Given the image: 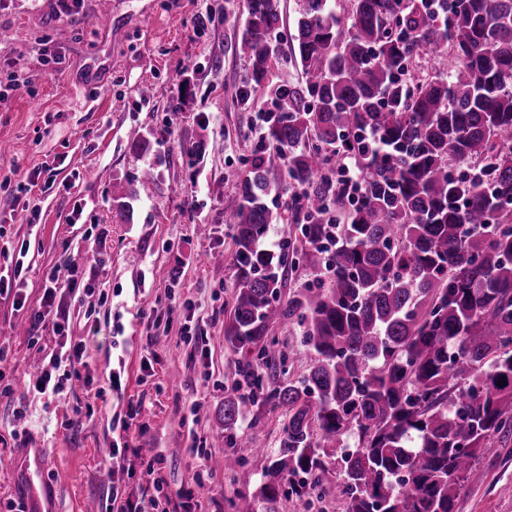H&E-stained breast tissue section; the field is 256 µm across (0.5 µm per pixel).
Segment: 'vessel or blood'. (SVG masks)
Returning a JSON list of instances; mask_svg holds the SVG:
<instances>
[{"instance_id":"obj_1","label":"vessel or blood","mask_w":512,"mask_h":512,"mask_svg":"<svg viewBox=\"0 0 512 512\" xmlns=\"http://www.w3.org/2000/svg\"><path fill=\"white\" fill-rule=\"evenodd\" d=\"M21 456L30 458L34 469L21 473L19 468L0 470V481L19 487L22 496L20 506L22 512H57L58 497L63 488L62 477L45 481L43 474L48 466L49 454L44 448H24Z\"/></svg>"}]
</instances>
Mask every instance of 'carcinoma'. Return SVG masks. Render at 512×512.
Returning <instances> with one entry per match:
<instances>
[{
    "mask_svg": "<svg viewBox=\"0 0 512 512\" xmlns=\"http://www.w3.org/2000/svg\"><path fill=\"white\" fill-rule=\"evenodd\" d=\"M301 82L274 81L279 0H245L238 94L274 107L233 212L237 279L224 341L238 355L224 399V467L260 452L235 430L244 408L285 411L279 447L234 512H286L341 466L345 512H458L479 459L512 441V0H296ZM450 52L448 78L407 84L420 53ZM395 146L373 154L362 132ZM346 146L364 189L331 167ZM282 172L302 204L300 245L260 249L281 219ZM346 223H327V205ZM308 286L281 297L289 269ZM297 323L312 354L280 379L276 324ZM505 381V386L497 385Z\"/></svg>",
    "mask_w": 512,
    "mask_h": 512,
    "instance_id": "obj_1",
    "label": "carcinoma"
}]
</instances>
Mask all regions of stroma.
<instances>
[{
  "mask_svg": "<svg viewBox=\"0 0 512 512\" xmlns=\"http://www.w3.org/2000/svg\"><path fill=\"white\" fill-rule=\"evenodd\" d=\"M280 11L277 74L295 84L294 0H280ZM244 21V0H81L70 17L61 0H0V30L12 39L0 47V248L29 246L25 309L0 297V469L15 463L24 440L48 449L50 469L65 478L59 512H101L112 497L115 443L129 447L124 485L151 488L142 462L156 457L164 494L198 488L203 512H232L279 444L280 410L245 412L238 432L268 453L224 469L235 360L224 342L237 275L231 213L265 136L236 102L248 68L235 51ZM116 187L129 211L113 202ZM21 200L37 206L36 223L26 222ZM217 253L223 264L213 263ZM55 267L94 288L70 309L94 381L69 380L48 399L25 385L56 342L51 327L31 319ZM89 308L94 334L84 327ZM187 320L196 328L190 340L181 334ZM272 336L290 354L288 379L306 375L300 327L278 326ZM116 366L117 390L108 380ZM480 466L485 480L461 493L459 512H512V444L490 449ZM339 478L332 466L322 488L292 497L288 512H343Z\"/></svg>",
  "mask_w": 512,
  "mask_h": 512,
  "instance_id": "1",
  "label": "stroma"
}]
</instances>
